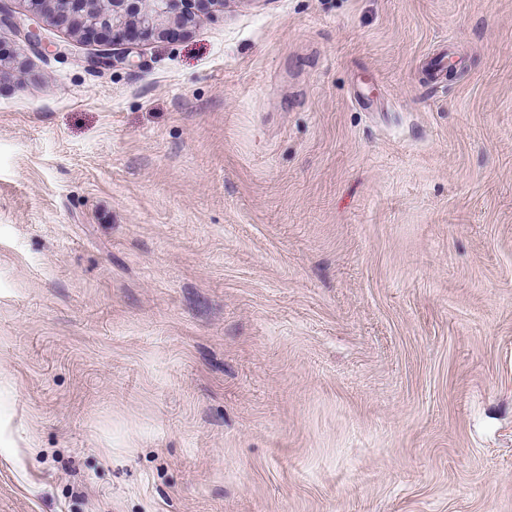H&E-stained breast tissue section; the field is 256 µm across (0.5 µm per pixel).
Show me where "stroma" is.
Returning <instances> with one entry per match:
<instances>
[{"label": "stroma", "instance_id": "1", "mask_svg": "<svg viewBox=\"0 0 512 512\" xmlns=\"http://www.w3.org/2000/svg\"><path fill=\"white\" fill-rule=\"evenodd\" d=\"M13 8L0 512H512V0ZM6 1L15 0H1L0 1V30L2 28L11 29L14 31L18 42L25 44L29 48L37 51L41 48V40L35 27L27 29H19L15 23L13 10L6 4ZM214 1L219 0H24L32 14L45 15L74 35L109 42L90 61L99 69L124 63L133 53L126 47L116 54L112 46L161 39L187 29Z\"/></svg>", "mask_w": 512, "mask_h": 512}]
</instances>
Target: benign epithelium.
Masks as SVG:
<instances>
[{"instance_id": "1", "label": "benign epithelium", "mask_w": 512, "mask_h": 512, "mask_svg": "<svg viewBox=\"0 0 512 512\" xmlns=\"http://www.w3.org/2000/svg\"><path fill=\"white\" fill-rule=\"evenodd\" d=\"M34 15H44L52 23L81 38L105 43L90 65L110 68L128 61L132 50L120 54L113 46L126 42L161 39L173 31L186 29L196 17L208 12L214 0H24ZM14 31L18 42L33 50L41 48V40L33 27L19 29L13 10L0 0V29Z\"/></svg>"}]
</instances>
